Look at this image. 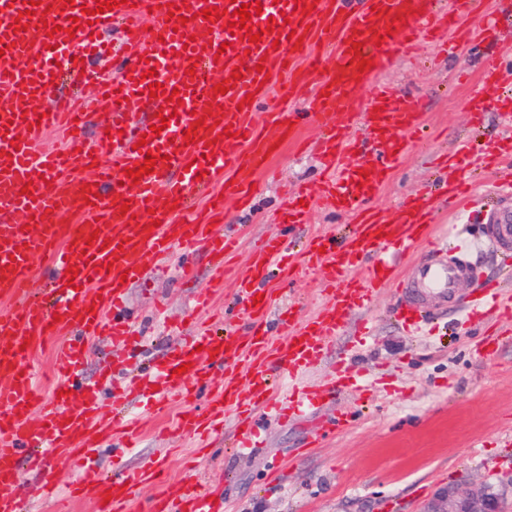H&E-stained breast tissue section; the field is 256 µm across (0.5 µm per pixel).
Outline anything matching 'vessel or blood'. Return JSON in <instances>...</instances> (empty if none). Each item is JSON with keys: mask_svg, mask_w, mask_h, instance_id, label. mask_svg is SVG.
<instances>
[{"mask_svg": "<svg viewBox=\"0 0 512 512\" xmlns=\"http://www.w3.org/2000/svg\"><path fill=\"white\" fill-rule=\"evenodd\" d=\"M244 2L126 0L100 13L96 0H0V99L14 102L0 110V208L29 219L25 226L0 224V301L11 305L0 315V512H25L15 493L23 460L42 472L46 497L56 491L46 461H71L81 473L72 494L95 493L104 501L100 512H123L136 487L156 478L152 469L117 477L96 471L95 435L103 430L104 406L96 388L78 378L89 342L106 334L138 345L122 311L126 284L146 274L140 257L162 260L173 250L202 246L223 271L234 243L211 231L205 213L192 214L195 195L207 194L205 212L223 213L225 198L238 197L266 171L274 143L296 136L309 119L324 121L319 151L327 177L318 193L292 196L282 217L292 226L305 223L316 200L351 217L354 232L343 246L316 235L302 254L307 267L326 274L328 302L287 341L271 344L264 327L271 300L261 297L258 284L273 270L292 269L294 259L287 240H270L240 281L246 333L203 332L175 342L154 370L137 379L136 389L159 406L174 395L190 401L214 371H223V400L205 415L184 412L178 425L200 434L232 414L240 447H249L254 412L269 403L274 370L306 374L347 317L367 308L383 285L399 284L402 309L414 325V288L431 289L440 303L457 308L459 282L477 275L457 246L446 260H420L404 284L394 262L368 268L364 260L427 241L433 220L421 195L394 217L374 204L422 131L418 102L396 98L377 81L386 55L412 54L420 43L435 41L442 25L459 42L490 39L494 25H469L482 0H448L443 11L437 0H261L262 12L252 15L247 30L232 23ZM213 6L222 17H202V9ZM109 26L121 34L112 76L83 72L86 51ZM252 31L259 42L249 40ZM322 45L334 61L327 77L314 53ZM48 52L56 60L51 67L44 63ZM357 57L370 69L358 70ZM149 69L154 76L148 81ZM75 71L108 105L93 142L86 136L89 112L78 99L55 94L52 85L54 76ZM284 72L306 108L257 126L253 103L267 95L268 79ZM153 81L161 85L155 93ZM510 81L512 72L488 63L481 93L511 109L512 97L503 90ZM34 99L43 101L42 113L27 111L26 102ZM154 125L161 134L151 133ZM47 131L58 133L66 149L37 150ZM150 154L158 158L152 174L127 177ZM469 159L468 143L459 142L441 193L458 201L470 194ZM90 168L95 175L89 179L84 172ZM483 235L501 250L512 249V210L494 212ZM39 255L49 258L42 289L31 273ZM480 294L512 320V295L486 281ZM55 337L64 340L55 355L59 381L46 398L33 357ZM322 400V394L293 386L277 410L289 418L318 411ZM150 512H219V506L199 483L179 482L166 487Z\"/></svg>", "mask_w": 512, "mask_h": 512, "instance_id": "b4317fda", "label": "vessel or blood"}]
</instances>
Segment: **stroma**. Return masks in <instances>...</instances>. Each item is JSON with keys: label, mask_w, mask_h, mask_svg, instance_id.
I'll return each mask as SVG.
<instances>
[{"label": "stroma", "mask_w": 512, "mask_h": 512, "mask_svg": "<svg viewBox=\"0 0 512 512\" xmlns=\"http://www.w3.org/2000/svg\"><path fill=\"white\" fill-rule=\"evenodd\" d=\"M485 19L496 23L497 37L480 54L464 47L446 52L427 43L415 57H393L382 70L383 83L399 95L422 100L432 138L410 151L391 174L377 199L381 209L398 212L406 197L433 188L436 158L452 153L459 140L472 138L489 150L512 126L494 106L487 110L484 127L470 124L468 105L480 90L485 60L512 69V0H488ZM301 134L305 146L285 144L246 205L225 204L223 230L239 243L228 257L224 288L210 313L192 312L193 298L210 273V259L201 248L190 257L194 278L184 277L176 252L163 276L129 288L125 312L145 338L136 364L162 359L173 337L194 329L220 333L226 325L240 326L238 273L252 264L267 238L283 233V198L323 178L318 125L302 128ZM488 204L512 208V181L493 168L478 171L467 205L434 202L438 231L465 223L469 209ZM267 288L268 320L278 343L325 299L310 269L269 281ZM400 303L395 289L385 288L370 307L349 317L302 381L319 388L344 359L351 364L352 385L317 415L288 422L263 418L260 448L230 452L236 430L229 419L209 439L179 433L175 420L186 404L175 399L164 410L145 415L135 447L118 455L103 451L100 468L111 473L153 466L168 482L196 472L229 512H421L448 486L463 493L486 485L512 489V325L493 312L480 322L451 312L447 327L412 335L395 318ZM283 312L292 314V322L280 321ZM111 352L110 343L93 340L80 373L106 403L123 381L119 373L108 381L100 376V360ZM344 412L351 415L350 425L328 433ZM40 483V474L19 468L16 491L31 512H99L90 497L64 495L57 503H45L38 495Z\"/></svg>", "instance_id": "stroma-1"}]
</instances>
